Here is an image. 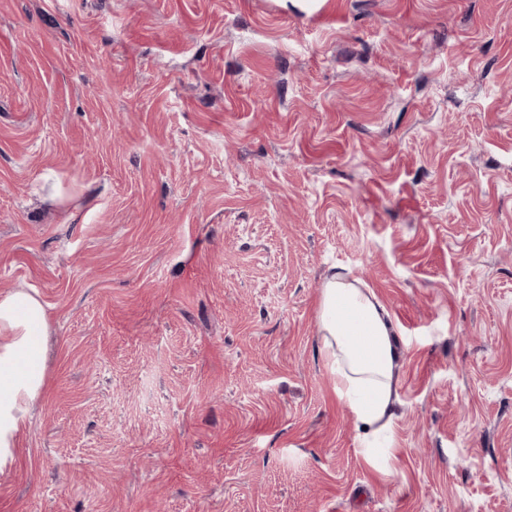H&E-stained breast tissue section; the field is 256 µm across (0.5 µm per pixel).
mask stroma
Listing matches in <instances>:
<instances>
[{
	"label": "stroma",
	"instance_id": "stroma-1",
	"mask_svg": "<svg viewBox=\"0 0 512 512\" xmlns=\"http://www.w3.org/2000/svg\"><path fill=\"white\" fill-rule=\"evenodd\" d=\"M401 357L359 452L320 290ZM49 314L0 512H512V0H0V291Z\"/></svg>",
	"mask_w": 512,
	"mask_h": 512
}]
</instances>
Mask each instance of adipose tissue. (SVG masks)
I'll return each mask as SVG.
<instances>
[{
    "label": "adipose tissue",
    "mask_w": 512,
    "mask_h": 512,
    "mask_svg": "<svg viewBox=\"0 0 512 512\" xmlns=\"http://www.w3.org/2000/svg\"><path fill=\"white\" fill-rule=\"evenodd\" d=\"M319 313L337 397L362 437L386 432L397 402L399 358L388 311L369 289L336 273L320 292ZM48 334V315L36 292H0V472L14 464L19 436L43 394Z\"/></svg>",
    "instance_id": "1"
}]
</instances>
